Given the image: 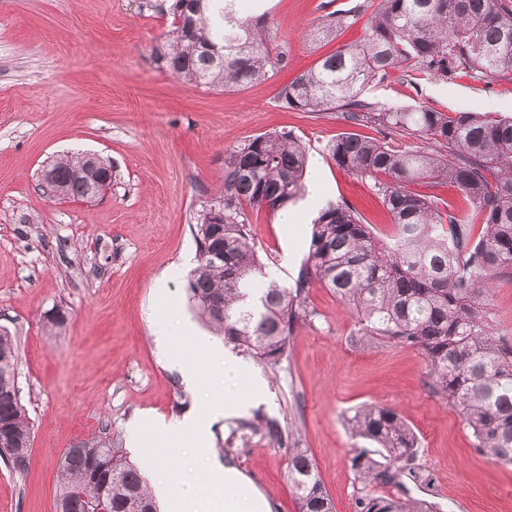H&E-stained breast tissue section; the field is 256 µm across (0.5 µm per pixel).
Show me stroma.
<instances>
[{"instance_id":"obj_1","label":"stroma","mask_w":512,"mask_h":512,"mask_svg":"<svg viewBox=\"0 0 512 512\" xmlns=\"http://www.w3.org/2000/svg\"><path fill=\"white\" fill-rule=\"evenodd\" d=\"M381 0H267L274 47L288 57L271 78L221 91L192 88L151 59L172 29L170 0H0V329L17 341L18 385L33 423L30 463L0 461V512H55L60 459L96 440L126 447V425L142 411L177 417L200 410L205 390L187 389L172 349L156 341L161 308L198 335L211 330L186 294L197 255L194 226L204 193L224 180V155L250 137L289 131L305 142L323 180L291 210L348 202L379 236L392 221L372 181L339 168L325 147L343 132L412 141L342 111L287 109L280 89L321 56L363 40ZM349 17L330 42L308 33L326 16ZM365 101L391 110L427 106L512 118V79H447L409 68L369 84ZM95 153L113 165L112 188L88 202L49 198L39 173L53 157ZM265 271L287 262L292 285L308 253L309 220L286 226L279 213H250ZM311 320L297 325L275 364L240 356L245 381H262L243 411L217 417L206 455L237 468L267 512H297L288 449L313 458L336 512L360 497L396 502L399 512H512V466L478 452L459 412L427 387L414 347L360 334L361 324L329 289L309 288ZM66 316L49 323L53 310ZM367 405L397 409L418 439L428 483L400 477L362 483L350 466L362 443L348 419ZM265 416L289 432L288 447L245 437L240 421ZM232 445L233 457L223 448Z\"/></svg>"}]
</instances>
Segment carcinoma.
<instances>
[{
  "mask_svg": "<svg viewBox=\"0 0 512 512\" xmlns=\"http://www.w3.org/2000/svg\"><path fill=\"white\" fill-rule=\"evenodd\" d=\"M194 13L172 0L171 37L151 51L153 60L191 87L226 90L264 80L287 64L269 47L266 21H240V0H192ZM446 78L463 68L487 79L512 76V0H383L363 41L342 47L281 88L287 109L335 112L355 123L376 124L424 142L397 149L387 142L343 133L326 146L333 162L372 178L393 220L378 237L345 202H329L312 222L306 259L292 286H256L262 263L248 210L275 212L303 189L306 146L289 132L250 139L224 157V184L211 201L224 202V224H210L202 206L195 224L198 264L188 277L197 316L224 343L259 362L278 363L294 326L306 321L313 285L330 289L364 322L365 336L417 348L428 366V386L462 414L475 447L512 465V338L489 325L486 308L496 282L512 279V120L475 112L430 108L377 110L361 99L366 86L410 65ZM58 190L84 198L100 170L86 154L51 163ZM419 179L455 186L470 206L461 213L413 193ZM17 346L0 332V441L31 448L33 430L17 381ZM362 448L351 467L363 481L391 483L412 466L417 438L395 409L370 405L348 420ZM239 429L281 447L285 430L255 418ZM112 463L107 512H157L139 469L120 448L98 441L67 449L59 462L58 496L68 512H86L101 497L88 471V455ZM288 478L298 512H335L334 502L302 448L288 454ZM391 500L359 501V512H396Z\"/></svg>",
  "mask_w": 512,
  "mask_h": 512,
  "instance_id": "obj_1",
  "label": "carcinoma"
}]
</instances>
